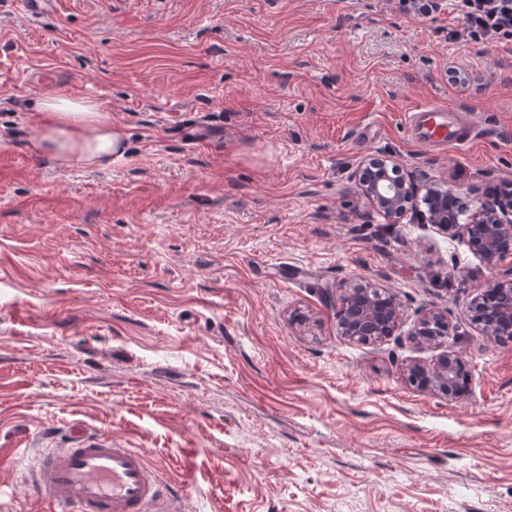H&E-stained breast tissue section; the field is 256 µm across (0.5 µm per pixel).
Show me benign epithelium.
Here are the masks:
<instances>
[{
    "mask_svg": "<svg viewBox=\"0 0 512 512\" xmlns=\"http://www.w3.org/2000/svg\"><path fill=\"white\" fill-rule=\"evenodd\" d=\"M354 178L370 207L390 223H400L409 213L451 240H465L480 259L478 273L485 276L482 293L470 302L468 311L475 313L479 330L491 342L512 334V267L498 273L500 264L512 256L511 189L494 188L476 200L449 184L430 186L421 194L414 179L400 174L399 165L386 155L366 158ZM330 299L337 309L339 333L349 339L382 340L399 326L401 302L387 290L350 282ZM450 331L444 310L431 307L424 310L414 336L428 344L446 345ZM464 369L462 357L446 350L427 366L410 365L407 376L410 382L452 399L457 395V375Z\"/></svg>",
    "mask_w": 512,
    "mask_h": 512,
    "instance_id": "obj_1",
    "label": "benign epithelium"
}]
</instances>
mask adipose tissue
Wrapping results in <instances>:
<instances>
[{"label": "adipose tissue", "mask_w": 512, "mask_h": 512, "mask_svg": "<svg viewBox=\"0 0 512 512\" xmlns=\"http://www.w3.org/2000/svg\"><path fill=\"white\" fill-rule=\"evenodd\" d=\"M38 110L41 118L33 148L59 164L105 168L127 148L110 111L95 101L48 96Z\"/></svg>", "instance_id": "ef3b65f1"}]
</instances>
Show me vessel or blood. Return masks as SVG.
Here are the masks:
<instances>
[{
	"mask_svg": "<svg viewBox=\"0 0 512 512\" xmlns=\"http://www.w3.org/2000/svg\"><path fill=\"white\" fill-rule=\"evenodd\" d=\"M414 139L425 145L466 144L474 126L466 113L427 103L407 113ZM68 448L48 449L33 465V496L55 512H182L181 498L137 448L75 430Z\"/></svg>",
	"mask_w": 512,
	"mask_h": 512,
	"instance_id": "1",
	"label": "vessel or blood"
}]
</instances>
